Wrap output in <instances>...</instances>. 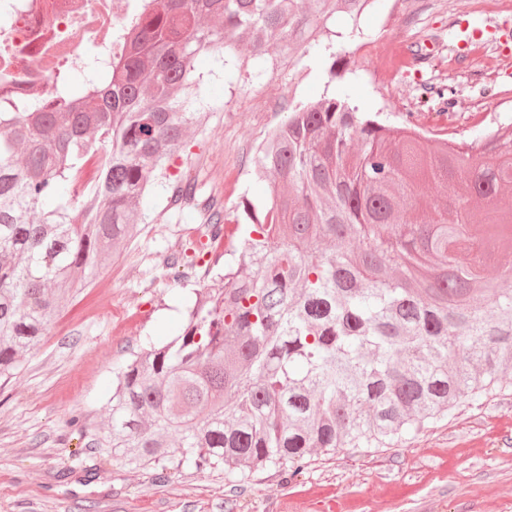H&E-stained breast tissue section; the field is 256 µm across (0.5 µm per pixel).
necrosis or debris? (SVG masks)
Segmentation results:
<instances>
[{
    "instance_id": "4bbe7bcc",
    "label": "necrosis or debris",
    "mask_w": 512,
    "mask_h": 512,
    "mask_svg": "<svg viewBox=\"0 0 512 512\" xmlns=\"http://www.w3.org/2000/svg\"><path fill=\"white\" fill-rule=\"evenodd\" d=\"M152 0H0V112L53 99L88 58L123 60L126 30Z\"/></svg>"
}]
</instances>
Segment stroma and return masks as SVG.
<instances>
[{
    "label": "stroma",
    "mask_w": 512,
    "mask_h": 512,
    "mask_svg": "<svg viewBox=\"0 0 512 512\" xmlns=\"http://www.w3.org/2000/svg\"><path fill=\"white\" fill-rule=\"evenodd\" d=\"M386 19L400 54L418 61L402 70L348 43L357 72L347 89L360 110L382 111L393 126L409 118L424 130L444 126L470 143L512 123V61L489 66L459 48L475 30L496 52L498 26L512 13L487 15L481 0H376L361 25L376 39ZM195 69L211 89L210 110L170 171H188L199 196L217 197L231 222L242 192L268 193L254 166L258 145L285 119L288 101L317 99L328 77L299 51L262 81L244 70L225 85L210 53ZM439 82L456 89L447 121L418 108L424 85ZM147 213L150 224L62 303L47 335L0 381V512H512V386L465 396L389 447L313 455L293 478L274 466L245 474L135 469L94 447L115 369L148 343L175 336L185 306L214 283L205 274L212 258L187 277L168 264L203 230L198 214L171 210L160 196ZM75 414L85 432L68 427Z\"/></svg>",
    "instance_id": "stroma-1"
}]
</instances>
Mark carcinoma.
Returning <instances> with one entry per match:
<instances>
[{"label":"carcinoma","instance_id":"carcinoma-1","mask_svg":"<svg viewBox=\"0 0 512 512\" xmlns=\"http://www.w3.org/2000/svg\"><path fill=\"white\" fill-rule=\"evenodd\" d=\"M156 2L106 83L93 58L80 90L64 79L59 101L0 113V378L135 238L153 187L170 204L202 208L209 238L238 239L239 255L188 308L180 335L118 368L95 438L110 456L229 472L286 465L296 475L318 452L397 443L459 398L497 387L512 371V288L484 272L512 250V220L495 206L512 190L505 135L477 153L451 137L428 152L419 133L358 112L339 87L291 103L256 151L272 197L243 193L228 234L223 208L165 166L209 107L196 57L214 54L232 85L228 51L248 44L261 80L275 70L269 44L283 54L300 41L342 80L356 70L340 44L363 35L369 0ZM338 11L353 22L347 34L328 26ZM432 94L440 114L454 108L455 88ZM427 175L486 206L450 220L433 205L428 220L401 221L398 193ZM475 243L480 260L459 268Z\"/></svg>","mask_w":512,"mask_h":512}]
</instances>
